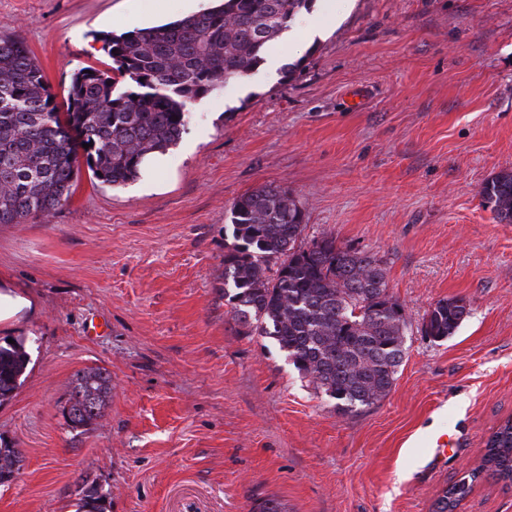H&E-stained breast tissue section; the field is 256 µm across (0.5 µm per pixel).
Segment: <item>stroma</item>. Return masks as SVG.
<instances>
[{"label":"stroma","instance_id":"stroma-1","mask_svg":"<svg viewBox=\"0 0 512 512\" xmlns=\"http://www.w3.org/2000/svg\"><path fill=\"white\" fill-rule=\"evenodd\" d=\"M212 5L0 0V38L24 41L60 96L75 69L111 68L100 34ZM312 25L301 52L275 46L285 66L193 102L152 179L112 188L84 170L49 218L0 224V291L36 304L0 324L30 357L0 404V440L24 456L0 512H75L90 486L107 512H433L512 417V224L480 196L512 168V0H313L292 23ZM265 183L302 204L304 243L384 263L406 353L368 409L337 413L232 318L229 208ZM449 298L470 313L433 340L423 320ZM86 367L112 394L75 432L62 406ZM458 512H512V489L477 482Z\"/></svg>","mask_w":512,"mask_h":512}]
</instances>
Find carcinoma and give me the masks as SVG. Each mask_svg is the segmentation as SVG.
Segmentation results:
<instances>
[{
  "label": "carcinoma",
  "mask_w": 512,
  "mask_h": 512,
  "mask_svg": "<svg viewBox=\"0 0 512 512\" xmlns=\"http://www.w3.org/2000/svg\"><path fill=\"white\" fill-rule=\"evenodd\" d=\"M311 2L221 0L173 22L106 34L102 49L111 70H75L61 101L27 45L0 39V224L57 211L71 199L83 165L101 184L135 181L150 155L179 144L191 116L188 104L221 83L248 77L269 42ZM112 71L132 87L117 89ZM481 197L499 222L512 224V170L488 180ZM304 219L303 207L281 186L264 185L235 199L224 299L242 333L273 339L315 392L346 414L391 390L405 356L404 309L388 294L381 260L343 248L331 236L304 245ZM467 315L464 300H440L423 322L425 334L446 339ZM29 362L23 340L0 343V404L21 386ZM111 393L106 369L78 371L62 410L67 425H91ZM22 463L19 449L0 445L1 486ZM480 478L512 483L511 418L488 438L478 468L449 485L434 512H455ZM77 512H106V495L86 489Z\"/></svg>",
  "instance_id": "carcinoma-1"
}]
</instances>
